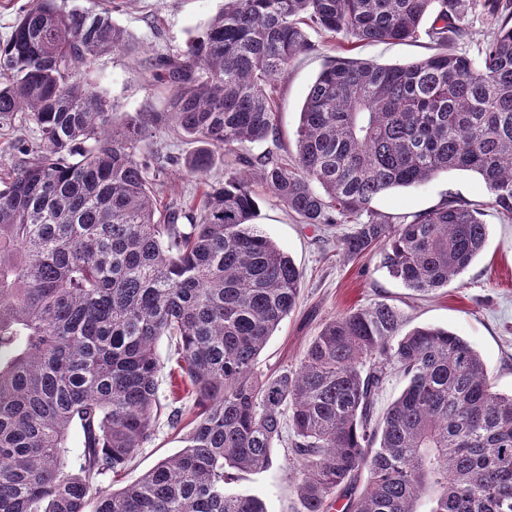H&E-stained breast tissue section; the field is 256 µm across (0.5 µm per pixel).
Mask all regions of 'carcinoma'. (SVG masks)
<instances>
[{"mask_svg":"<svg viewBox=\"0 0 512 512\" xmlns=\"http://www.w3.org/2000/svg\"><path fill=\"white\" fill-rule=\"evenodd\" d=\"M476 5L496 32L473 58L455 43ZM310 28L424 34L435 52L333 60L293 156L227 160L209 181L219 151L277 138L273 92ZM134 51L110 13L58 0H29L0 42V128L21 113L39 133L0 186V512H267L225 486L271 465L285 424L300 512H512V394L454 332H405L377 302L326 320L298 367L258 370L302 273L253 223L257 182L302 224H354L342 255L380 250L415 292L462 274L487 241L479 211L450 200L394 222L371 203L467 171L512 220V0H230L186 49L151 60L157 104L116 124L79 70ZM160 131L197 144L166 163L202 187L162 214L166 168L137 155ZM162 337L189 385L183 449L106 493L152 433ZM394 372L408 384L380 414Z\"/></svg>","mask_w":512,"mask_h":512,"instance_id":"1","label":"carcinoma"}]
</instances>
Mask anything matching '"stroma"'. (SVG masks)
<instances>
[{
  "label": "stroma",
  "instance_id": "1",
  "mask_svg": "<svg viewBox=\"0 0 512 512\" xmlns=\"http://www.w3.org/2000/svg\"><path fill=\"white\" fill-rule=\"evenodd\" d=\"M226 0H66L67 6L108 8L113 20L136 42L134 54L99 58L90 73L112 106L114 119L141 111L153 103L145 81L146 61L162 53L176 54L189 39L201 36L208 23L223 11ZM312 50L299 55L273 96L278 137L263 143L235 146L240 157L267 151L294 152L296 130L310 87L331 57L404 65L434 51L428 38L413 42H358L332 37L320 30L309 33ZM462 200L478 209L488 226L484 251L447 287L427 295L405 288L390 277L379 253L347 261L338 239L349 225L321 227L299 223L270 193L258 194L255 218L260 230L284 249L303 275L299 302L270 336L258 359L261 371L271 373L297 366L306 346L325 320L353 308L383 301L403 314L406 328L440 327L464 337L483 357L496 391L512 393V220L494 207L481 178L470 172L451 171L426 182L388 190L372 203L378 214L398 217ZM170 379L160 375L158 398L161 415L149 439L138 448L127 470L105 479L103 488L117 490L137 479L164 458L181 451L182 434L168 423L172 409ZM295 463L284 446L273 451L272 465L263 471L241 474L229 492L260 498L267 512H298Z\"/></svg>",
  "mask_w": 512,
  "mask_h": 512
}]
</instances>
